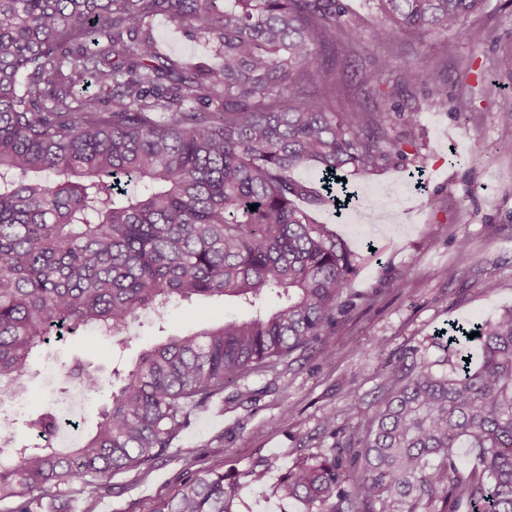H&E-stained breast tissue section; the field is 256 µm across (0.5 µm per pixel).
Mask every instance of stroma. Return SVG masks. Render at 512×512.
Listing matches in <instances>:
<instances>
[{
    "label": "stroma",
    "instance_id": "obj_1",
    "mask_svg": "<svg viewBox=\"0 0 512 512\" xmlns=\"http://www.w3.org/2000/svg\"><path fill=\"white\" fill-rule=\"evenodd\" d=\"M472 23L485 30L484 43L470 44L451 31L410 37L393 48L365 46L336 68V109L343 112L363 95V69L372 59L391 54L408 60L402 76L410 97L400 106L419 108L414 136L423 185L411 190L408 170L398 167L353 175L357 196L349 206L337 216L316 212L355 260L347 293L353 304L326 337V351L299 350L244 375L212 405L189 412L186 428L162 458L102 486L44 497L37 512H156L198 469L243 472L263 460L274 461L268 481L276 483L300 456L330 448L332 438L322 433L325 414L340 422L372 415L384 361L415 348L426 362L439 363L443 352L432 341L437 329L493 318L512 306V124L502 120L512 109V68L504 64L512 58V0H489ZM154 35L165 55H212L210 46L166 19L156 20ZM441 81L448 85L442 102L432 95ZM463 112L478 114L479 123L462 124ZM457 151L480 156V164H453ZM448 267L455 280L444 277ZM488 281L494 291H483ZM232 313L247 310L219 300L178 301L163 324L145 321L124 350L103 337L51 341L32 360L14 427L19 440L29 438L24 421L30 414L62 404L50 372L96 367L107 377L116 369L124 373L145 348Z\"/></svg>",
    "mask_w": 512,
    "mask_h": 512
}]
</instances>
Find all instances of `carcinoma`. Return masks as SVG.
Instances as JSON below:
<instances>
[{
	"label": "carcinoma",
	"instance_id": "carcinoma-1",
	"mask_svg": "<svg viewBox=\"0 0 512 512\" xmlns=\"http://www.w3.org/2000/svg\"><path fill=\"white\" fill-rule=\"evenodd\" d=\"M376 2L381 19L366 30L345 0H0V401L25 391L53 334L90 328L126 347L145 315L162 321L178 300L254 309L143 350L126 375L113 371L118 386L96 370L63 373L60 393L110 387L111 401L73 447L54 445L52 406L26 421L34 441L5 440L0 503L24 499L6 512L152 463L189 408L323 346L354 259L298 202L335 205L347 168L410 164L419 122L396 107L407 87L388 57L364 70L365 98L336 111L325 52L345 60L365 39L433 31L485 40L467 21L488 0ZM159 18L215 43L220 62L162 58ZM87 78L108 111L75 91ZM269 288L282 298L272 310ZM437 337L449 369L415 349L400 358L366 425L325 416L333 445L282 473L279 499L303 512H512V307ZM463 448L479 466L460 465ZM273 466L203 468L158 512H236Z\"/></svg>",
	"mask_w": 512,
	"mask_h": 512
}]
</instances>
